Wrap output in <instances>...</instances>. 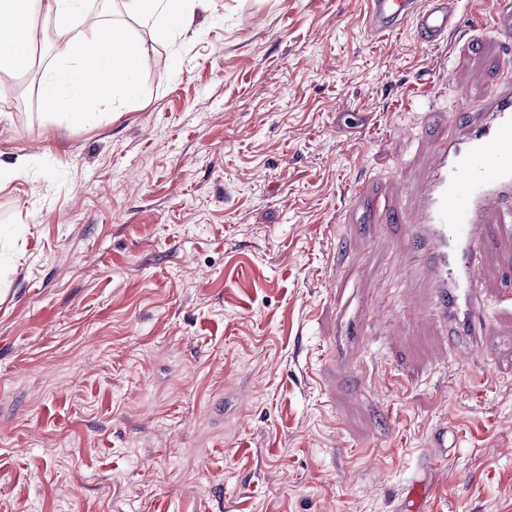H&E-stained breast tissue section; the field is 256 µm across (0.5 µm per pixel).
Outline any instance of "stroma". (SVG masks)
<instances>
[{
  "instance_id": "35a3bbf8",
  "label": "stroma",
  "mask_w": 512,
  "mask_h": 512,
  "mask_svg": "<svg viewBox=\"0 0 512 512\" xmlns=\"http://www.w3.org/2000/svg\"><path fill=\"white\" fill-rule=\"evenodd\" d=\"M483 5L421 46L370 36L366 0H208L187 45L88 0L79 31L115 22L149 63L80 124L44 99L39 20L31 69L0 71V152L28 162L0 191V512H401L418 480L424 512H512V236L460 359L386 218L438 133L415 89L474 106L512 77Z\"/></svg>"
}]
</instances>
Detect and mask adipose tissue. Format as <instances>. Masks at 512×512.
<instances>
[{
    "mask_svg": "<svg viewBox=\"0 0 512 512\" xmlns=\"http://www.w3.org/2000/svg\"><path fill=\"white\" fill-rule=\"evenodd\" d=\"M198 3L126 0V9L143 24L162 27L176 19L186 29ZM84 4L85 0H0V41L12 37L18 43L17 52H0V70L20 71L30 59L28 47L38 40V18L52 22L59 37L56 56L63 65L46 76L43 93L48 102L75 122L83 120L86 103H106L109 88L135 93L132 72L146 62L141 45L120 28L103 24L91 39L74 37L72 30Z\"/></svg>",
    "mask_w": 512,
    "mask_h": 512,
    "instance_id": "1",
    "label": "adipose tissue"
}]
</instances>
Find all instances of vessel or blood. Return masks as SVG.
Masks as SVG:
<instances>
[{
	"label": "vessel or blood",
	"instance_id": "1",
	"mask_svg": "<svg viewBox=\"0 0 512 512\" xmlns=\"http://www.w3.org/2000/svg\"><path fill=\"white\" fill-rule=\"evenodd\" d=\"M456 6L457 0H369L367 28L388 38L408 24L421 42L438 46L458 28ZM490 16L496 35L512 40V0H491ZM439 122L425 176L408 207L388 217L404 225L406 260L425 271L435 293L430 318L450 326L470 354L487 328V300L477 286L491 231L487 215L497 213L499 233L512 235V80L494 84L478 112L457 105Z\"/></svg>",
	"mask_w": 512,
	"mask_h": 512
}]
</instances>
